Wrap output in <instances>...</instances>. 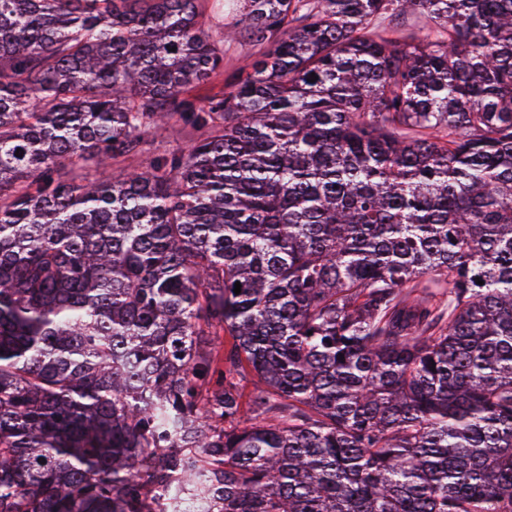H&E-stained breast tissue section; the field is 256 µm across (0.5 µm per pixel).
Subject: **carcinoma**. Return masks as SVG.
I'll use <instances>...</instances> for the list:
<instances>
[{"mask_svg": "<svg viewBox=\"0 0 512 512\" xmlns=\"http://www.w3.org/2000/svg\"><path fill=\"white\" fill-rule=\"evenodd\" d=\"M243 18L0 0V512H512V0ZM207 1V21L213 26V35L217 38L220 36V31L222 30L216 27L221 26H224V31L232 29L234 33L230 37L224 38V67L212 75L208 81L194 84L188 89L187 94L201 102L214 95L222 94L228 84L234 82L239 77H245L249 71L246 68L247 57L253 52L249 45L245 25L239 21L240 3L238 2V6H236V2H230L225 6V0ZM375 25L380 28H386L387 30H398L405 36L412 35L419 38L426 36L433 37L432 31L425 25L424 19L416 15H409L396 21H391L390 18H379L375 22ZM189 136L180 129L163 125L157 129H150L144 135L146 149L137 161H113L112 164H99L92 157L65 164L58 168L56 178L63 183H105L110 182L122 171L130 167L145 164L154 155L160 153H174L184 150Z\"/></svg>", "mask_w": 512, "mask_h": 512, "instance_id": "obj_1", "label": "carcinoma"}]
</instances>
